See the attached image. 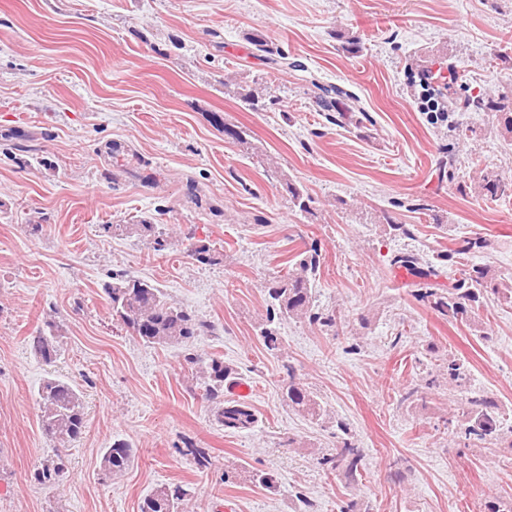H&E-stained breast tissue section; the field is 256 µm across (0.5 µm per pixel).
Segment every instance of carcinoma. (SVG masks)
I'll use <instances>...</instances> for the list:
<instances>
[{
    "instance_id": "obj_1",
    "label": "carcinoma",
    "mask_w": 512,
    "mask_h": 512,
    "mask_svg": "<svg viewBox=\"0 0 512 512\" xmlns=\"http://www.w3.org/2000/svg\"><path fill=\"white\" fill-rule=\"evenodd\" d=\"M317 89V103L326 112H351L355 102L353 94L339 85H321L312 83ZM224 93L239 98L249 108H258L259 98L252 92H241V86L230 81L224 82ZM448 106L455 112H495L501 116L505 130L512 133V107L495 99L492 95L479 91L463 97L448 96ZM288 192V202L299 211L313 213L314 199L291 180L283 182ZM481 188L492 198L512 196V178L494 169L481 172ZM106 229L114 232H131L149 235L155 232V224L143 218L136 224H107ZM488 247L486 238L466 237L446 252L436 255L437 263L427 266L424 275L431 276L445 264H460L469 255L483 252ZM320 268L317 248L301 252V258L295 268L288 271V276L273 281L267 288L269 305L267 322L275 319L306 320L312 325L326 329L336 326V317L325 312L315 304L313 284ZM103 291L112 305V313L139 340L148 344L182 343L200 335L211 328L205 321L196 319L186 310L172 303L161 288L143 281L128 273H115L112 280L105 283ZM421 299L430 300L435 311L451 322H468L471 314L493 298L505 303H512V284L497 281L490 267L473 264L463 270L462 276L455 280L452 287L439 292L425 288L418 293ZM33 353L46 363L56 359L57 348L53 325L36 331L30 338ZM189 363L199 366L205 382L203 397L217 405L216 418L224 428L233 431L249 430L258 423V416L244 402L224 401V381L234 371L217 359H204L193 356ZM448 375V384L462 387L468 383L469 370L465 363L454 357L442 365ZM289 382L286 391L288 405L304 413L313 420L321 421L326 416V409L317 393L303 384L294 381L292 370H287ZM41 419L40 426L44 435L56 447L64 448L77 439L84 428L83 401L71 384L60 379H49L39 392ZM469 411L461 424V437L468 442H491L502 431V406L493 398L484 394H475L468 399ZM336 430L341 432L340 445L335 452L321 459V465L330 471L341 470L347 479L357 480L363 459L362 450L356 446L348 425L336 420ZM179 453L190 456L199 468L210 465L209 453L204 448H197L187 442ZM129 444L117 441L105 450L102 467L105 472L114 474L123 471L130 461ZM64 473L61 454L44 465L37 472L41 482L50 481ZM186 490L180 486L160 488L143 499L140 512H181V504Z\"/></svg>"
}]
</instances>
